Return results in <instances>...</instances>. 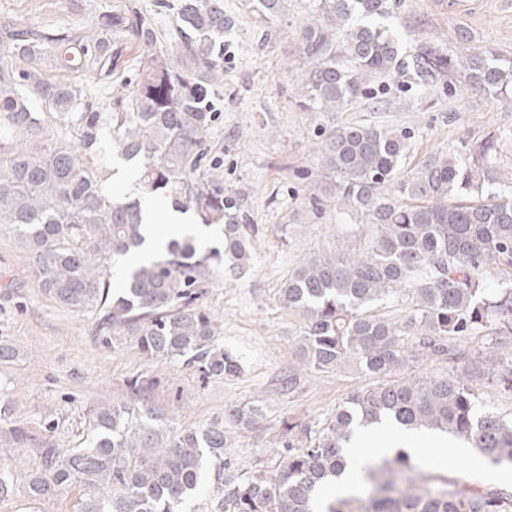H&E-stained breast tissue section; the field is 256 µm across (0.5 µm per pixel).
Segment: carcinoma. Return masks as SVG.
Returning <instances> with one entry per match:
<instances>
[{
  "label": "carcinoma",
  "instance_id": "1",
  "mask_svg": "<svg viewBox=\"0 0 512 512\" xmlns=\"http://www.w3.org/2000/svg\"><path fill=\"white\" fill-rule=\"evenodd\" d=\"M299 27V106L330 121L315 149L325 180L318 192L354 217L359 243L313 253L279 290L301 320L296 362L330 373L352 364L375 379L322 425L296 416L281 422L276 471L238 470L224 460L233 447L220 421L170 428L148 405L93 410L82 448H39L42 470L29 480L38 500L74 482L87 493L78 512H184L215 476L209 512H512V490L471 487L420 470L396 448L358 464L352 489L317 496L341 479L345 449L360 429L437 433L475 448L497 468L512 466V421L483 403L491 382L512 393V286L490 289V271L512 270V176L502 179L493 141L467 161L438 152L406 177V133L398 128L331 122L378 76H408L429 86L460 77L492 100L512 104V58L469 47L461 54L420 41L406 51L391 28L396 0H314ZM284 0H257L264 18ZM173 24L159 27L157 16ZM224 0H157L154 13L118 0L90 34L44 29L0 18V224L10 226L32 260L37 287L57 305L97 313L105 342L130 336L148 358L174 359L207 378L242 369L218 341L220 321L194 306L222 272L252 265L255 228L244 223L245 193L224 190L204 149L224 88ZM137 49V73L124 77L106 111H78L87 86L50 78L47 58L66 71L112 77L110 46ZM42 104L35 112L31 98ZM63 119L75 140L53 133ZM134 164L143 197L168 198L206 226L220 225L223 249L195 238L170 240L111 284L113 259L144 250L148 224L138 200L104 191L103 151ZM397 182L398 196L385 194ZM402 306V316L380 304ZM480 340L483 348L472 351ZM264 410L250 401L232 417L256 427Z\"/></svg>",
  "mask_w": 512,
  "mask_h": 512
}]
</instances>
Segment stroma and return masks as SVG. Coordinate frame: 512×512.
I'll list each match as a JSON object with an SVG mask.
<instances>
[{"label":"stroma","mask_w":512,"mask_h":512,"mask_svg":"<svg viewBox=\"0 0 512 512\" xmlns=\"http://www.w3.org/2000/svg\"><path fill=\"white\" fill-rule=\"evenodd\" d=\"M115 2L0 0V16L85 30ZM256 4L224 0L233 23L224 32V94L208 139L225 188L247 192L243 213L256 229V250L245 276L219 280L198 300L221 320L219 341L238 357L241 374L205 380L178 363L143 357L129 337L104 344L95 334V313L59 307L44 296L27 253L9 228L0 227V341L16 351L13 361L0 364V409L10 411L0 420V462L12 474L0 512H75L82 486L36 500L28 476L41 466L37 441L81 447L89 414L101 404L140 400L163 411L177 429L222 421L235 439L227 454L235 468L271 470L282 416L323 421L351 393L371 385L353 367L304 376L293 389L283 382L301 321L282 307L278 291L301 258L335 251L346 225L313 203L319 179L314 120L297 105V30L311 0H287L285 11L268 20L257 15ZM393 24L407 47L427 40L451 52L462 30L471 47L512 58V0H397ZM335 122L407 131L408 171L434 153H466L492 138L498 167L512 172V105L461 81L423 87L406 77L378 78ZM142 377L148 386L133 393L131 381ZM254 400L265 406L263 420L250 431L235 428L226 410ZM16 422L32 444L12 442L9 428ZM440 472L473 486L492 481L478 452L453 441Z\"/></svg>","instance_id":"obj_1"}]
</instances>
